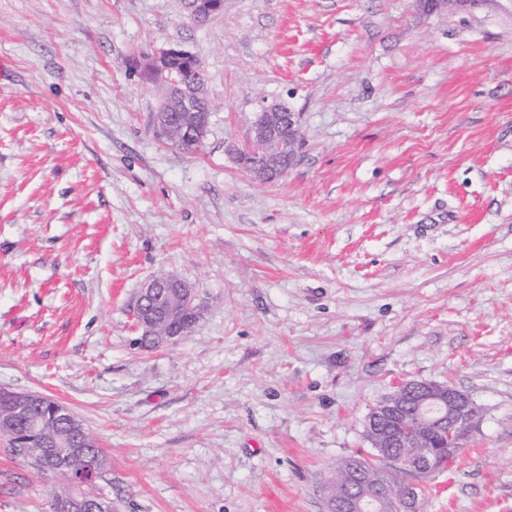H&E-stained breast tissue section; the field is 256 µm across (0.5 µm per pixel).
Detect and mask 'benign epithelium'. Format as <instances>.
I'll use <instances>...</instances> for the list:
<instances>
[{"label":"benign epithelium","instance_id":"1","mask_svg":"<svg viewBox=\"0 0 512 512\" xmlns=\"http://www.w3.org/2000/svg\"><path fill=\"white\" fill-rule=\"evenodd\" d=\"M190 18L199 24L209 21L224 11V0H187ZM186 60L195 69H201L199 57L181 46H172L148 58L143 70L150 83L163 88L162 109L153 114V124L158 134L175 149L181 148L180 140L172 135L167 119L169 112L183 113L185 127L195 131L198 141H203L205 125L198 108L200 100L206 98L204 81H190L172 75V62ZM299 114L281 104L265 106L256 113L251 125L249 148L238 152V160L252 179L265 182L275 177L285 166L295 161V146L299 137ZM183 281L173 275L165 276L164 287L168 292L159 294L156 279L145 282L139 292L134 316L137 331L142 336H153L158 346H174L187 335V331L157 334V323L151 318L140 315L139 307L146 303H155L156 315L163 322H171L182 315V311L192 308L195 295L181 291ZM419 399L424 407L435 405L438 411L433 415H422L418 421L423 426L436 428L442 424L457 432L455 444L445 449L447 461H452L460 452V439L468 436L477 427L478 406L473 399L447 385L418 384ZM401 406V400H388L372 407L368 415L370 425H377L389 417ZM376 454L400 442L394 432H376L373 437ZM408 445L418 449L419 465L414 471L415 477L403 481L401 495L390 494V487L396 479H364L359 488L344 499H330V512H415L419 499V479L434 472L439 465L433 462L436 449L433 440H419L412 435ZM61 476L68 482V508L72 512H81L87 500L84 492V480L69 467H64Z\"/></svg>","mask_w":512,"mask_h":512}]
</instances>
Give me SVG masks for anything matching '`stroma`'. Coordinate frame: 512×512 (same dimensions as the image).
Here are the masks:
<instances>
[{
    "mask_svg": "<svg viewBox=\"0 0 512 512\" xmlns=\"http://www.w3.org/2000/svg\"><path fill=\"white\" fill-rule=\"evenodd\" d=\"M193 49L201 148L156 134L139 60ZM0 391L83 421L114 512H327L401 382L468 394L479 428L424 512H512V0H0ZM299 112L293 167L233 151ZM204 309L134 344L147 280ZM60 482L0 437V512ZM186 2L190 18L199 24L206 23L224 11V0H187Z\"/></svg>",
    "mask_w": 512,
    "mask_h": 512,
    "instance_id": "35a3bbf8",
    "label": "stroma"
}]
</instances>
